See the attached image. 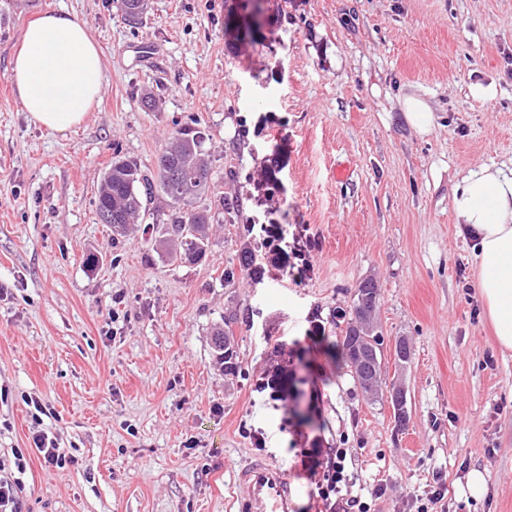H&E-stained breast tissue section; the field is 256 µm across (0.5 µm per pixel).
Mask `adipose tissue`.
<instances>
[{
    "instance_id": "1",
    "label": "adipose tissue",
    "mask_w": 512,
    "mask_h": 512,
    "mask_svg": "<svg viewBox=\"0 0 512 512\" xmlns=\"http://www.w3.org/2000/svg\"><path fill=\"white\" fill-rule=\"evenodd\" d=\"M9 79L33 125L64 133L99 101L105 72L87 24L59 11L22 31ZM452 208L460 230L475 232L473 286L496 344L512 351V171L486 166L463 176Z\"/></svg>"
}]
</instances>
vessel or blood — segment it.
I'll return each instance as SVG.
<instances>
[{
    "label": "vessel or blood",
    "instance_id": "b4317fda",
    "mask_svg": "<svg viewBox=\"0 0 512 512\" xmlns=\"http://www.w3.org/2000/svg\"><path fill=\"white\" fill-rule=\"evenodd\" d=\"M237 481L244 489L237 512H297L298 488L281 467L255 460L238 470Z\"/></svg>",
    "mask_w": 512,
    "mask_h": 512
}]
</instances>
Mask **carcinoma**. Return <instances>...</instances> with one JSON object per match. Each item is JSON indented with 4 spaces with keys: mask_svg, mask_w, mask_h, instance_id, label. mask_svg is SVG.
<instances>
[{
    "mask_svg": "<svg viewBox=\"0 0 512 512\" xmlns=\"http://www.w3.org/2000/svg\"><path fill=\"white\" fill-rule=\"evenodd\" d=\"M116 3L124 20L132 25L141 23L149 10V0H116ZM203 140L199 130L176 132L158 154L154 176L143 173L130 160L113 161L98 189L99 223L111 225L113 233L122 235L152 199L160 195L174 211L171 223L161 227L160 244L165 248V255L182 263L204 259L210 244L209 217L203 211L185 209L209 187L211 166L202 149ZM214 348L224 364V374H235L237 363L228 332L215 331Z\"/></svg>",
    "mask_w": 512,
    "mask_h": 512,
    "instance_id": "1",
    "label": "carcinoma"
}]
</instances>
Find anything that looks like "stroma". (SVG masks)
Wrapping results in <instances>:
<instances>
[{
    "instance_id": "obj_1",
    "label": "stroma",
    "mask_w": 512,
    "mask_h": 512,
    "mask_svg": "<svg viewBox=\"0 0 512 512\" xmlns=\"http://www.w3.org/2000/svg\"><path fill=\"white\" fill-rule=\"evenodd\" d=\"M150 0L130 27L113 0H0V462L22 512H235L234 472L262 458L297 477L313 438L347 451L371 512H512V351L494 345L472 286L457 182L512 168V0ZM88 25L106 81L65 133L30 125L9 80L26 23ZM494 85L493 98L470 94ZM157 99L146 108L145 94ZM431 106L429 133L402 116ZM205 130L206 259L169 260L151 227L99 223L112 161L152 171L176 131ZM346 177H338L339 166ZM250 248L261 279L236 268ZM379 288L383 386L406 423L336 356L360 281ZM237 315L239 370L214 328ZM283 368L284 400L261 379ZM55 437L65 464L32 442ZM486 491L472 497L470 470ZM403 115L405 120L420 133L430 131L434 117L431 106L416 96H408L403 100ZM234 323H237L236 317H225L224 325L228 329V332H224V329H217L214 334V348L218 352V359L222 361L221 364H224L225 374L228 375H233L237 372V363L235 362L228 336L230 327ZM33 444L47 467L62 465L65 456L60 452L55 439L50 438L44 432H37L33 436Z\"/></svg>"
}]
</instances>
